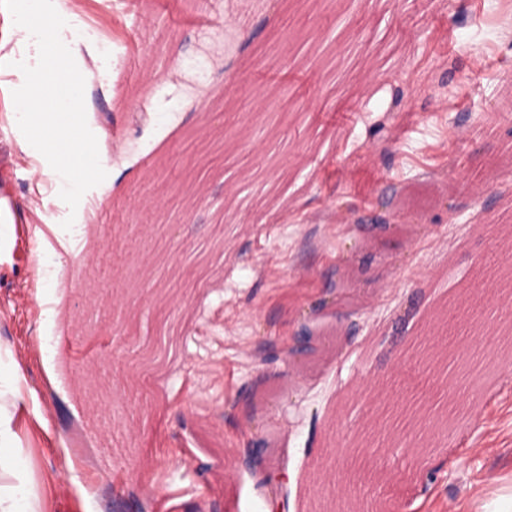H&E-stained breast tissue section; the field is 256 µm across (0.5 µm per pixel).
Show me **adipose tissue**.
Masks as SVG:
<instances>
[{
    "mask_svg": "<svg viewBox=\"0 0 512 512\" xmlns=\"http://www.w3.org/2000/svg\"><path fill=\"white\" fill-rule=\"evenodd\" d=\"M0 14L9 20L0 29V75L15 78L12 108L26 132L21 144L40 155L35 190L55 206L42 215L54 240L44 243L38 261L41 287L53 290L77 238L85 234L84 225L60 224L55 211L84 209L83 187L92 176L88 159L97 153L92 137L75 136L85 127V108L70 60L95 56L97 48L65 23L61 0H0ZM46 176L53 182L49 192L42 182ZM25 395L17 355L0 341V512H42L32 474L21 463L16 414Z\"/></svg>",
    "mask_w": 512,
    "mask_h": 512,
    "instance_id": "obj_1",
    "label": "adipose tissue"
}]
</instances>
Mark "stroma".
Masks as SVG:
<instances>
[{"label":"stroma","mask_w":512,"mask_h":512,"mask_svg":"<svg viewBox=\"0 0 512 512\" xmlns=\"http://www.w3.org/2000/svg\"><path fill=\"white\" fill-rule=\"evenodd\" d=\"M97 45L75 60L108 189L62 283L48 381L31 179L0 267V336L32 388L17 416L44 512H481L512 490V336L463 404L402 357L438 313L444 372L480 310L512 323L480 267L512 210V0H65ZM258 32L241 48L240 19ZM396 194L386 231L369 225ZM341 286L326 292L325 276ZM315 348L284 353L303 329ZM448 416L429 457L376 430L370 397ZM253 419H246V410ZM370 480L331 473L360 431ZM280 484L244 464L253 441ZM110 454H99L103 443Z\"/></svg>","instance_id":"stroma-1"}]
</instances>
